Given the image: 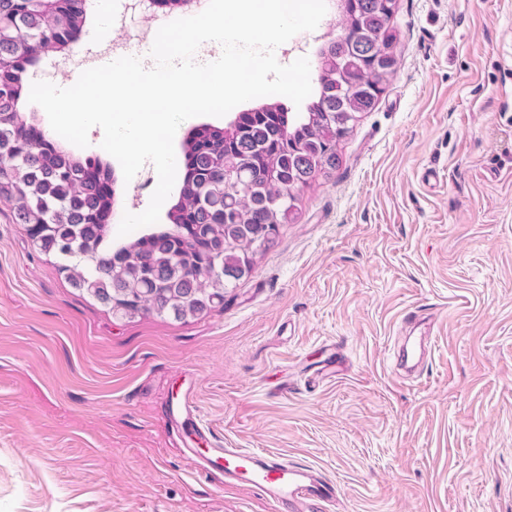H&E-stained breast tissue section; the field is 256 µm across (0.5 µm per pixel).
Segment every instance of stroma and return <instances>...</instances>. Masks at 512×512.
<instances>
[{
  "instance_id": "obj_1",
  "label": "stroma",
  "mask_w": 512,
  "mask_h": 512,
  "mask_svg": "<svg viewBox=\"0 0 512 512\" xmlns=\"http://www.w3.org/2000/svg\"><path fill=\"white\" fill-rule=\"evenodd\" d=\"M120 0L22 79L102 65ZM397 67L305 187L293 223L223 307L116 320L32 247L0 200V512H274L191 472L171 414L193 394L203 447L271 452L335 482L330 512H512V0H396ZM152 164L117 179L143 212ZM431 318L415 372L394 356Z\"/></svg>"
}]
</instances>
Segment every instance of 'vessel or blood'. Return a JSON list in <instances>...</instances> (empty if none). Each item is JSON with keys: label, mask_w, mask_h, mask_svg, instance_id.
<instances>
[{"label": "vessel or blood", "mask_w": 512, "mask_h": 512, "mask_svg": "<svg viewBox=\"0 0 512 512\" xmlns=\"http://www.w3.org/2000/svg\"><path fill=\"white\" fill-rule=\"evenodd\" d=\"M185 454L191 469L220 473L228 488L252 489L275 512H319L336 500L335 484L318 470L278 455L240 448H189Z\"/></svg>", "instance_id": "vessel-or-blood-1"}]
</instances>
